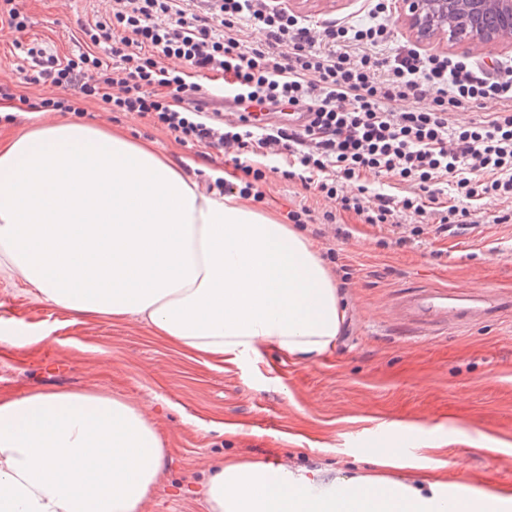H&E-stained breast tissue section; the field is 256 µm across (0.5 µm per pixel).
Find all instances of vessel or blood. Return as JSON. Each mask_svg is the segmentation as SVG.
Masks as SVG:
<instances>
[{
    "label": "vessel or blood",
    "mask_w": 512,
    "mask_h": 512,
    "mask_svg": "<svg viewBox=\"0 0 512 512\" xmlns=\"http://www.w3.org/2000/svg\"><path fill=\"white\" fill-rule=\"evenodd\" d=\"M512 308V299L499 294L455 296L442 290L416 289L405 292L399 316L424 336L451 326L471 325Z\"/></svg>",
    "instance_id": "vessel-or-blood-1"
}]
</instances>
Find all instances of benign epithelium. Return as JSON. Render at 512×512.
Listing matches in <instances>:
<instances>
[{"mask_svg": "<svg viewBox=\"0 0 512 512\" xmlns=\"http://www.w3.org/2000/svg\"><path fill=\"white\" fill-rule=\"evenodd\" d=\"M405 17L422 40L440 33L499 52L512 48V0H406Z\"/></svg>", "mask_w": 512, "mask_h": 512, "instance_id": "1", "label": "benign epithelium"}]
</instances>
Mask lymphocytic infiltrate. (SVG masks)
Here are the masks:
<instances>
[{"instance_id":"lymphocytic-infiltrate-1","label":"lymphocytic infiltrate","mask_w":512,"mask_h":512,"mask_svg":"<svg viewBox=\"0 0 512 512\" xmlns=\"http://www.w3.org/2000/svg\"><path fill=\"white\" fill-rule=\"evenodd\" d=\"M366 6L369 20L357 24L312 21L273 0H112L111 12L80 23L77 52L14 43L64 97L34 100L1 82L0 99L16 101V112H73L94 100L107 112L138 114L180 144L228 157L238 178L219 176L208 188L257 202L265 172L253 158L282 161L285 179L336 203L320 216L300 205L288 214L295 224H332L343 212L395 226L407 216L404 232L415 238L471 223L472 202H512V61L484 65L394 44L389 0ZM247 28L259 39H244ZM169 58L184 69L167 67ZM202 77L269 113L225 118ZM403 100L410 108L395 111ZM488 103L495 110L484 119L450 124L454 112ZM298 112L309 120L295 124ZM368 174L387 187L369 191Z\"/></svg>"}]
</instances>
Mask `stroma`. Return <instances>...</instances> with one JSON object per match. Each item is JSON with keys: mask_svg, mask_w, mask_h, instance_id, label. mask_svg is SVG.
Returning a JSON list of instances; mask_svg holds the SVG:
<instances>
[{"mask_svg": "<svg viewBox=\"0 0 512 512\" xmlns=\"http://www.w3.org/2000/svg\"><path fill=\"white\" fill-rule=\"evenodd\" d=\"M310 17L365 22L362 0H279ZM32 35L70 53V34L91 19L97 0H26ZM82 119L151 140L174 162L196 163L205 182L233 167L202 148L179 145L136 114L112 117L92 102ZM481 201L475 224L448 235L400 242L396 227L339 217L345 235L319 224L303 233L319 253L335 249L345 320L335 346L310 359L264 349L261 363L224 368L153 336L138 318L115 320L41 300L0 272V327L49 331L48 340L0 343V400L32 392L104 390L144 408L168 448L164 472L144 512H208L207 469L227 459L348 477L374 475L375 448H401L406 468L387 478L450 489L489 487L512 494V312L439 336H411L395 322L394 302L410 288L512 293V223ZM441 468H423L427 449Z\"/></svg>", "mask_w": 512, "mask_h": 512, "instance_id": "1", "label": "stroma"}]
</instances>
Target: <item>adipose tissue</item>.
Here are the masks:
<instances>
[{
	"mask_svg": "<svg viewBox=\"0 0 512 512\" xmlns=\"http://www.w3.org/2000/svg\"><path fill=\"white\" fill-rule=\"evenodd\" d=\"M0 264L45 302L138 317L184 351L235 366L265 348H332L344 310L301 232L208 192L150 144L80 120L0 143ZM167 450L146 412L107 392L0 400V512H141ZM439 481L332 478L233 460L205 483L210 512H504L512 495Z\"/></svg>",
	"mask_w": 512,
	"mask_h": 512,
	"instance_id": "obj_1",
	"label": "adipose tissue"
}]
</instances>
